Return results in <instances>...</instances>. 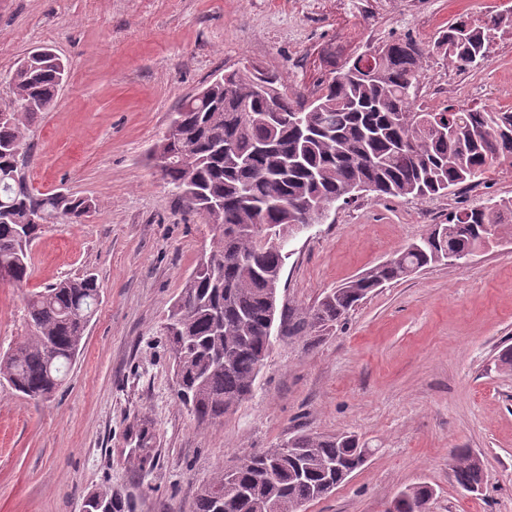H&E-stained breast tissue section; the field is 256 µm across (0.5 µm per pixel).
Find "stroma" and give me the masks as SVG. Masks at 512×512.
Masks as SVG:
<instances>
[{
  "instance_id": "35a3bbf8",
  "label": "stroma",
  "mask_w": 512,
  "mask_h": 512,
  "mask_svg": "<svg viewBox=\"0 0 512 512\" xmlns=\"http://www.w3.org/2000/svg\"><path fill=\"white\" fill-rule=\"evenodd\" d=\"M0 0V105L29 51L50 46L69 68L52 111L25 129L23 173L37 193L93 198L78 224L36 241L32 275L0 283V355L28 333L27 296L90 272L102 286L62 388L30 399L0 379V512H81L107 489L134 512H193L199 490L244 455L300 433L356 434L372 454L309 512H385L405 487L431 486L430 512H512V230L465 264H436L376 289L336 325L282 334L248 399L215 423L181 403L163 325L211 224L186 214L150 154L180 103L246 65L306 91L331 63L390 36L421 45L461 16L512 0H425L433 22H406L382 0ZM425 86L466 84L471 104L512 107V28L489 62L460 72L424 65ZM512 198V165L444 196L336 204L289 234L279 303L292 317L419 240L448 213ZM479 457L484 483L461 490L455 449Z\"/></svg>"
}]
</instances>
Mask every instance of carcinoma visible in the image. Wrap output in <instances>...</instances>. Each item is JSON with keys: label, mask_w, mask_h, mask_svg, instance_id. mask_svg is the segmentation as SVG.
Segmentation results:
<instances>
[{"label": "carcinoma", "mask_w": 512, "mask_h": 512, "mask_svg": "<svg viewBox=\"0 0 512 512\" xmlns=\"http://www.w3.org/2000/svg\"><path fill=\"white\" fill-rule=\"evenodd\" d=\"M505 16L480 24L459 17L439 29L438 58L466 71L487 62ZM393 37L375 47V65L348 60L317 81L318 112L295 113L305 95H288L275 75L252 66L213 80L185 99L153 154L164 157L161 178L184 206L220 231L216 265H196L165 326L178 394L202 423L224 417L252 393L272 347L288 228L318 220L337 202L363 193L419 199L448 190L512 162V109L447 104L416 107L426 49ZM67 68L51 49L29 53L14 70L12 112L0 116V281L17 287L31 276V251L46 225L80 222L93 200L69 193H34L22 172L24 128L54 105ZM257 82L264 97L251 94ZM297 117H292V114ZM232 141L235 149L224 151ZM266 149L258 154L254 145ZM512 224V199L464 208L436 224L411 249L325 294L304 316L283 318L307 334L342 320L374 289L439 263L448 252L472 255ZM101 294L95 275L66 278L31 294L25 321L31 336L0 356V377L32 399L62 386L63 368L80 351ZM53 346L48 353L46 346ZM370 449L352 434L291 439L286 454L268 448L252 465L218 473L198 495L195 512H295L301 500L324 497L365 465ZM455 483L467 492L483 484V468L466 448L455 449ZM433 489L417 484L397 494L387 512H427ZM83 512H132L107 490L85 498Z\"/></svg>", "instance_id": "cac0c4a2"}]
</instances>
